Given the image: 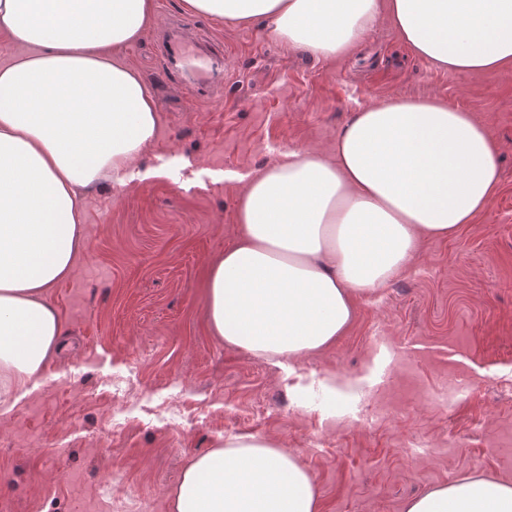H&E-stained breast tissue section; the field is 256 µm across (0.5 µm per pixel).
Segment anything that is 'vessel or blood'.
<instances>
[{"label":"vessel or blood","instance_id":"1","mask_svg":"<svg viewBox=\"0 0 512 512\" xmlns=\"http://www.w3.org/2000/svg\"><path fill=\"white\" fill-rule=\"evenodd\" d=\"M161 65L177 79L192 99L220 100L224 89V56L205 50L199 39L189 36L183 24L174 23L164 32L160 46Z\"/></svg>","mask_w":512,"mask_h":512}]
</instances>
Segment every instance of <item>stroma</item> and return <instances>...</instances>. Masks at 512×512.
<instances>
[{"label": "stroma", "instance_id": "35a3bbf8", "mask_svg": "<svg viewBox=\"0 0 512 512\" xmlns=\"http://www.w3.org/2000/svg\"><path fill=\"white\" fill-rule=\"evenodd\" d=\"M156 7L124 50L155 99V138L132 183L85 201L78 268L48 294L67 344L0 412V512H170L185 465L232 435L296 455L320 512H406L466 477L512 481V69L436 70L385 23L324 60L182 0ZM174 18L223 51L221 101L188 102L162 78L159 29ZM399 95L484 123L502 168L488 211L358 298L323 352L274 364L214 336L206 273L239 235L249 175L328 147L357 109ZM454 385L463 394L440 404Z\"/></svg>", "mask_w": 512, "mask_h": 512}]
</instances>
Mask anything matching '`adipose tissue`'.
I'll list each match as a JSON object with an SVG mask.
<instances>
[{
	"label": "adipose tissue",
	"instance_id": "adipose-tissue-1",
	"mask_svg": "<svg viewBox=\"0 0 512 512\" xmlns=\"http://www.w3.org/2000/svg\"><path fill=\"white\" fill-rule=\"evenodd\" d=\"M187 9L341 59L381 22L435 69L512 66V0H184ZM157 20L155 0H0L19 51L0 68V405L62 347L47 298L86 238V194L123 186L152 143V94L123 49ZM501 186L499 151L470 112L434 97L358 109L322 151L254 172L240 234L209 267L212 333L266 360L335 342L356 297L408 272L430 238L474 223ZM170 512H319L313 479L274 440L230 436L187 464ZM406 512H512V483L466 478L412 498Z\"/></svg>",
	"mask_w": 512,
	"mask_h": 512
}]
</instances>
